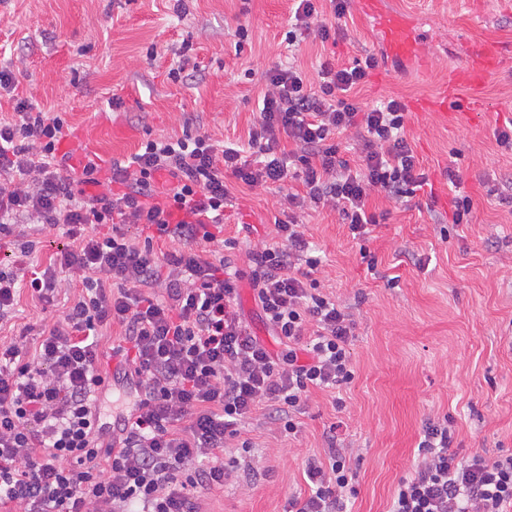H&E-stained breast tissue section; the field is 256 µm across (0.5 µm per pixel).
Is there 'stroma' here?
I'll list each match as a JSON object with an SVG mask.
<instances>
[{"mask_svg":"<svg viewBox=\"0 0 512 512\" xmlns=\"http://www.w3.org/2000/svg\"><path fill=\"white\" fill-rule=\"evenodd\" d=\"M408 14L422 43L425 68L387 58L371 19L350 0L327 42L300 35L289 42L294 0H0V67L15 70L17 92L65 120L74 160L110 164L135 153L150 135H181L185 120L217 144H243L257 118L264 73L294 62L314 73L322 59L350 67L375 55L377 67L360 97H393L407 106L406 134L432 189L395 203L375 195L380 214L365 242L353 240L335 211L300 212L324 293L350 308L355 379L341 391H318L299 415L294 436L274 435L256 415L245 436L250 452L229 442L234 481L213 490L202 512H284L305 494L303 462L325 451L335 430L351 445L357 494L350 512H389L400 479L417 461L428 420H447L459 457L487 460L512 452V154L501 152L498 128L512 123V57L480 90L459 84L447 109L434 105L465 51L493 42L512 48V0H388ZM192 45L180 65L177 50ZM183 66L180 80L168 71ZM459 170L474 201L470 223L451 219L448 169ZM224 256L240 273L239 307L274 353L279 344L259 316L247 253L274 234L281 218L277 187L252 190L229 181ZM378 260L379 276L360 261ZM59 315L21 294L0 340L27 333L39 340Z\"/></svg>","mask_w":512,"mask_h":512,"instance_id":"1","label":"stroma"}]
</instances>
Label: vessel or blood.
<instances>
[{
	"mask_svg": "<svg viewBox=\"0 0 512 512\" xmlns=\"http://www.w3.org/2000/svg\"><path fill=\"white\" fill-rule=\"evenodd\" d=\"M359 4L362 13L375 20L386 55L420 67L424 66L425 58L408 18L389 10L385 0H359ZM503 61L501 46L495 43L485 44L476 55L463 59L452 72L449 82L453 85L463 82L475 88L479 87L487 77L500 68Z\"/></svg>",
	"mask_w": 512,
	"mask_h": 512,
	"instance_id": "obj_1",
	"label": "vessel or blood"
}]
</instances>
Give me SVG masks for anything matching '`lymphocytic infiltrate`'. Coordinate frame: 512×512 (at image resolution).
Instances as JSON below:
<instances>
[{"label": "lymphocytic infiltrate", "mask_w": 512, "mask_h": 512, "mask_svg": "<svg viewBox=\"0 0 512 512\" xmlns=\"http://www.w3.org/2000/svg\"><path fill=\"white\" fill-rule=\"evenodd\" d=\"M346 0H297L293 30L328 41L325 12ZM375 56L353 67L321 61L314 78L295 64L266 72L259 116L247 146L217 147L200 129L150 137L136 153L104 168H75L61 151L64 121L29 99L0 120V236L14 225L61 229L67 243L52 263L31 262L24 240L0 267V321L12 319L22 291L53 304L64 281L80 293L45 325L35 349L0 342V505L19 512H201L202 497L223 487L228 441L257 411L295 433L296 413L313 392L350 384L355 318L309 280L320 264L296 220H276L277 242L248 253L254 300L285 355L252 334L236 309L235 275L224 259L226 177L250 189L301 181L289 206L337 211L353 237L376 224L368 202L398 201L429 186L405 133L396 98L362 102L358 90ZM356 131L358 165L332 136ZM292 150L282 149V141ZM136 225L143 240L124 232ZM178 241L157 255V238ZM123 334L100 350L104 328ZM121 357L112 374L106 355ZM134 388L127 414L105 427L97 406L113 380ZM326 457L305 461L309 491L286 512H347L355 474L346 449L328 437ZM447 423L427 422L414 473L401 479L390 512H512V453L459 458Z\"/></svg>", "instance_id": "lymphocytic-infiltrate-1"}]
</instances>
